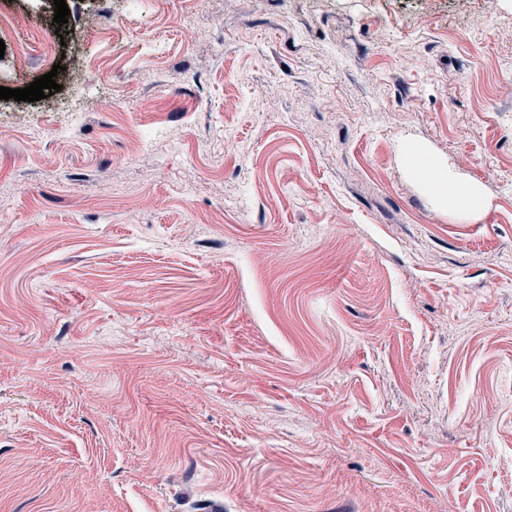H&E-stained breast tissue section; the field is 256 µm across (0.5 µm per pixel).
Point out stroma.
Masks as SVG:
<instances>
[{
	"label": "stroma",
	"instance_id": "stroma-1",
	"mask_svg": "<svg viewBox=\"0 0 512 512\" xmlns=\"http://www.w3.org/2000/svg\"><path fill=\"white\" fill-rule=\"evenodd\" d=\"M65 2L0 0V512H512V0ZM409 163L411 171H415L423 180L429 193L439 202L448 200L453 213L459 220L469 219L483 206V199L478 187L465 183L451 170H440L439 167L423 154L416 152Z\"/></svg>",
	"mask_w": 512,
	"mask_h": 512
}]
</instances>
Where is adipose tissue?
<instances>
[{
  "label": "adipose tissue",
  "instance_id": "1",
  "mask_svg": "<svg viewBox=\"0 0 512 512\" xmlns=\"http://www.w3.org/2000/svg\"><path fill=\"white\" fill-rule=\"evenodd\" d=\"M410 168L423 180L437 201H448L458 219H469L482 208L483 199L476 185L462 181L453 172L440 170L422 154H415Z\"/></svg>",
  "mask_w": 512,
  "mask_h": 512
}]
</instances>
